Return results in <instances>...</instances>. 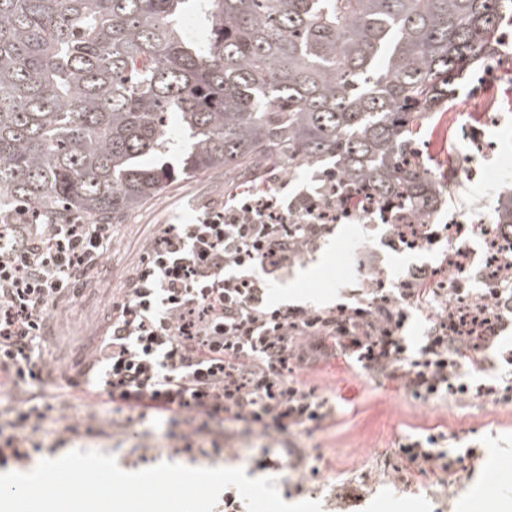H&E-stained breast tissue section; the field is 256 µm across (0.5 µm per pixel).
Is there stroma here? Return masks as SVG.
<instances>
[{
	"label": "stroma",
	"mask_w": 512,
	"mask_h": 512,
	"mask_svg": "<svg viewBox=\"0 0 512 512\" xmlns=\"http://www.w3.org/2000/svg\"><path fill=\"white\" fill-rule=\"evenodd\" d=\"M455 98L452 108L428 115L415 142L432 175H442L452 158L479 170L502 157L512 162V50L478 69ZM472 134L496 144L495 154H469L465 139ZM315 178V168L291 169L284 163L264 175L284 204L315 187ZM246 186L243 179L225 180L220 168L181 177L114 225L112 248L97 270L49 312L48 338L39 344L44 377L0 388V446L14 433L22 399L34 394L40 414L26 430L32 440L22 466L26 472L45 458L96 450L114 456L126 471L161 462L240 467L250 478L275 477L285 502L317 501L322 512H492V504L476 501L474 493L483 483L512 486V376L492 363L496 351L512 348V322L485 351L486 369L459 371L452 378L453 391L436 397L412 393L389 371L365 376L339 351L310 363L290 360V380L324 401L329 413L320 424L292 427L272 440L234 421L221 427L209 423L200 435L186 439L182 426L157 418L128 420L102 398L77 400L68 380L85 381L87 354L140 265L147 241L165 225L223 208ZM509 190L512 166L492 182L457 179L450 196L438 203L435 221L444 224L454 213L468 217L493 209L499 194ZM346 238L362 240V251L337 252ZM415 265L362 225L336 224L274 281L268 301L275 307L326 311L347 302L351 289L364 287L366 280L377 276L391 284ZM430 436L448 453L475 448L480 457L454 472L427 468L401 477L399 446Z\"/></svg>",
	"instance_id": "1"
}]
</instances>
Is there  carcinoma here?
<instances>
[{
    "instance_id": "cac0c4a2",
    "label": "carcinoma",
    "mask_w": 512,
    "mask_h": 512,
    "mask_svg": "<svg viewBox=\"0 0 512 512\" xmlns=\"http://www.w3.org/2000/svg\"><path fill=\"white\" fill-rule=\"evenodd\" d=\"M510 26L512 0H0V225L108 224L178 176L327 158L322 183L428 217L451 185L420 122Z\"/></svg>"
}]
</instances>
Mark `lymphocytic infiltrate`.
Returning <instances> with one entry per match:
<instances>
[{
    "instance_id": "lymphocytic-infiltrate-1",
    "label": "lymphocytic infiltrate",
    "mask_w": 512,
    "mask_h": 512,
    "mask_svg": "<svg viewBox=\"0 0 512 512\" xmlns=\"http://www.w3.org/2000/svg\"><path fill=\"white\" fill-rule=\"evenodd\" d=\"M13 230L11 246L0 244V372L22 378L34 371L32 353L50 307L109 250L112 227L17 224ZM325 230L282 223L267 190L253 188L194 223L165 225L147 244L125 297L112 305V332L89 362L100 375L80 398L104 396L113 408L190 428L223 417L264 433L273 425L316 424L326 417L322 402L288 379V356L302 336L312 337L313 350L355 355L367 370L400 369L415 394L443 392L473 339L449 333L442 317L417 355H408L400 336L406 311L398 300L418 304L433 295L421 272L332 315L268 308L271 282ZM399 455L410 467L451 472L478 451L451 457L414 441Z\"/></svg>"
}]
</instances>
